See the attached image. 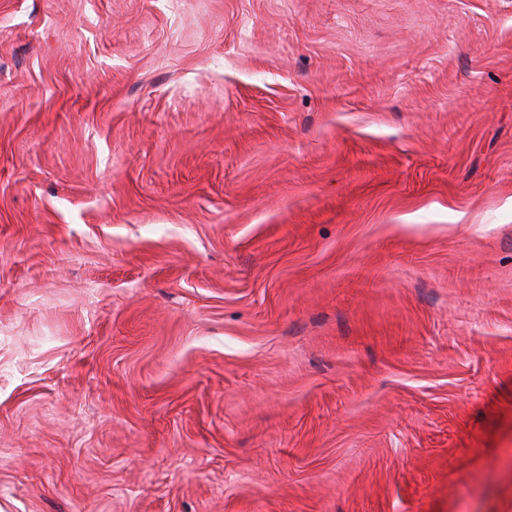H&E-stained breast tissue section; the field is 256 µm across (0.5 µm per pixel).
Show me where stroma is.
<instances>
[{"label": "stroma", "mask_w": 512, "mask_h": 512, "mask_svg": "<svg viewBox=\"0 0 512 512\" xmlns=\"http://www.w3.org/2000/svg\"><path fill=\"white\" fill-rule=\"evenodd\" d=\"M0 512H512V0H0Z\"/></svg>", "instance_id": "1"}]
</instances>
